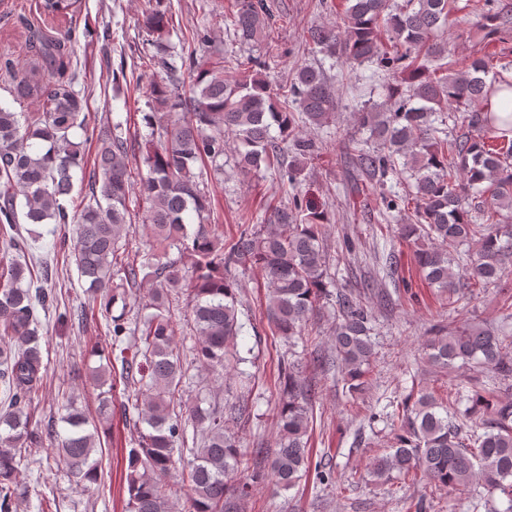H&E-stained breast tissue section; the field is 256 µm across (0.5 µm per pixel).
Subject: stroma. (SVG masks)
<instances>
[{
    "label": "stroma",
    "mask_w": 512,
    "mask_h": 512,
    "mask_svg": "<svg viewBox=\"0 0 512 512\" xmlns=\"http://www.w3.org/2000/svg\"><path fill=\"white\" fill-rule=\"evenodd\" d=\"M42 0H0V66L18 64L38 84L53 74L42 54L44 42L72 33L77 37L66 76L85 101L96 127L113 119H127L130 128L143 126L142 111L150 75L143 59L150 47L141 28L147 0H80L74 13L49 15ZM278 17L271 46L240 44L220 13L225 0H164L173 30L175 48L194 49L197 35L207 32L213 45L224 51V74L236 75V67L247 58L265 60L262 71L271 88L292 77L299 64H323L337 89L340 105L327 127L303 126L317 140L321 156L306 172L301 184L282 185L278 173L238 169L232 156L224 158V172L210 181L215 197L217 222L225 235H234L244 218L262 224L273 208L286 206L289 197L301 194L327 209L332 222L327 231L329 255L340 252L344 240H352L355 254L350 271L331 269V291L358 292L363 280L392 292V307H375V358L368 384L361 394L350 395L338 372L307 365L304 375L315 388L313 424L309 431L311 469L291 489L280 490L272 478L259 481L242 512H408L411 501L426 497L429 512H459L455 496L426 490L425 486L374 481L370 468L374 459L390 448L388 426L397 412L411 378L439 397H447L455 384L473 379L505 399L512 387L502 384L488 370L470 365L444 370L432 366L423 350L430 329L436 324L459 326L468 322H498L512 305V277L482 291L456 312L443 307L435 289L424 281L412 260L411 250L398 237V225L407 223L409 212L386 215L364 195L348 188L349 150L357 127L356 104L368 97L363 71L343 63H332L322 52H309L305 45L309 27L335 26L343 0H269ZM70 228L56 227L45 233L30 263L36 285L55 289L57 300L43 317L41 345L48 354L41 404L33 417L48 420L60 416L69 399H77L88 410L98 405L99 391L88 380L90 369L101 363L95 344L103 342L106 320L100 311L88 313L85 326H78L74 310L86 299L71 258L52 250L55 237L70 235ZM239 309L246 326L238 342L252 348L255 362L243 369H226L216 375L204 370L195 358L197 338L188 322L183 293L170 296V312L179 326L177 344L186 369L185 397H204L208 405H225L237 398H253L249 420L228 422V429L242 447H273L275 428L271 413L279 387L278 364L288 353V344L276 336L264 315L263 277L252 268L238 275ZM123 395L112 404L110 433L102 437L105 460L100 483L77 485L62 462L48 458L43 449L27 452L29 466L19 480L29 488L16 512H38L41 500H49L47 512H124L121 480L130 449L135 410L126 408ZM331 463L329 473L315 469L321 460Z\"/></svg>",
    "instance_id": "35a3bbf8"
}]
</instances>
